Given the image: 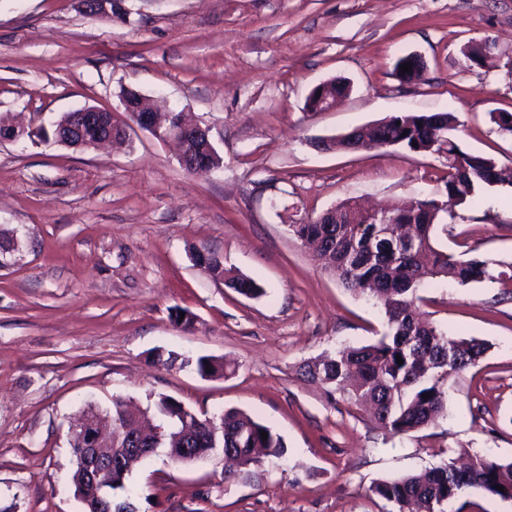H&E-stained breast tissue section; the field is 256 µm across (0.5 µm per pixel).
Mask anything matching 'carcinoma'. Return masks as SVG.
Wrapping results in <instances>:
<instances>
[{"instance_id":"obj_1","label":"carcinoma","mask_w":512,"mask_h":512,"mask_svg":"<svg viewBox=\"0 0 512 512\" xmlns=\"http://www.w3.org/2000/svg\"><path fill=\"white\" fill-rule=\"evenodd\" d=\"M491 54L486 42L473 43L463 55L469 65H482ZM59 117L50 128H42L41 141L66 139L72 145H87L96 134L107 130H84L78 133L63 125ZM456 131L457 116L452 112L399 113L382 119V127L368 132L369 141L386 139L396 146L418 153H439L448 160L445 181L447 200L461 205L471 200L482 186L494 182L481 172L498 168L494 158L467 153L460 149L455 137L439 138L436 126ZM440 211L431 216V223L416 218L414 243L393 257L382 255L384 244L377 236L374 224H321L315 220L294 225L298 239L314 247L316 257L325 270L336 276L348 289L362 292L380 301L387 316V333L373 344L348 346L332 356L305 363L301 372L308 380L320 383L335 392L349 396L355 405H366L373 411L380 428L394 435L408 434L433 424L448 404V377L475 366L488 350L477 339L450 338L433 322L417 313V291L420 285L436 278H446L460 285L486 279L512 281L504 271L494 275L488 262L479 258L457 259L434 245V231ZM204 273L214 280H228L243 286L252 298L263 294V288L252 278L226 267L219 255L207 253ZM403 364H398L397 359ZM157 360L169 367L195 366L205 377H225L235 371L232 363L214 356L195 359L168 352L157 354ZM162 416L161 432L141 439L147 460L156 448L169 449L175 463L182 462L183 448H193L199 457L215 458L219 451L234 454L238 469L224 472V481L248 478L254 468L268 457L280 458L286 453L282 437L240 409H227L221 414L224 435L211 438L203 417L169 396L160 395L154 401ZM88 413L112 431V448L117 453L131 447L124 424L133 419L122 399L112 402V409L89 407ZM268 434L262 439L261 432ZM123 476L98 488V494L87 490L85 475L73 467L71 484L74 496L86 507V512H99L100 502L112 504V512H136ZM503 486L504 491L497 490ZM472 489L502 500H512V460L499 461L481 455H470L463 463L457 458L398 478L376 482L371 491L391 503L393 512H445L444 506L458 500Z\"/></svg>"}]
</instances>
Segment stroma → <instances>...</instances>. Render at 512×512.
Segmentation results:
<instances>
[{"label": "stroma", "mask_w": 512, "mask_h": 512, "mask_svg": "<svg viewBox=\"0 0 512 512\" xmlns=\"http://www.w3.org/2000/svg\"><path fill=\"white\" fill-rule=\"evenodd\" d=\"M126 22L77 0H0V113L49 124L85 106L125 121L131 88L192 113L224 158L188 173L176 148L139 127L115 150L0 141V228L17 246L0 269V512H81L70 486L69 427L88 405L197 413L244 410L282 436L283 458L225 482L217 462L173 463L165 449L127 480L138 512H389L373 482L467 450L512 459V283H424L422 309L449 336L490 348L448 382L443 418L392 435L303 362L386 330L380 304L324 271L291 231L348 198L383 207L439 200L444 154L402 147L326 151L321 139L403 112H452L464 151L512 170V0H125ZM487 40L490 59L463 48ZM420 54L423 81L397 59ZM350 94L310 112L316 84ZM437 246L512 265V186L482 188L443 215ZM214 252L255 279L247 298L192 259ZM192 314L178 322V311ZM157 349L234 361L224 378L168 369Z\"/></svg>", "instance_id": "1"}]
</instances>
